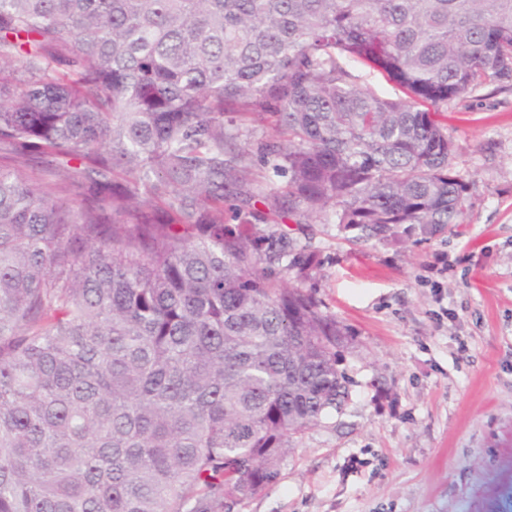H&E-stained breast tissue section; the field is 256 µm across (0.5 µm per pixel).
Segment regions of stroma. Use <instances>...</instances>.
<instances>
[{
	"instance_id": "35a3bbf8",
	"label": "stroma",
	"mask_w": 512,
	"mask_h": 512,
	"mask_svg": "<svg viewBox=\"0 0 512 512\" xmlns=\"http://www.w3.org/2000/svg\"><path fill=\"white\" fill-rule=\"evenodd\" d=\"M447 113L463 223L364 242L284 224L318 260L285 280L353 335L349 398L232 512H512V83Z\"/></svg>"
}]
</instances>
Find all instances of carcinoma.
<instances>
[{
  "mask_svg": "<svg viewBox=\"0 0 512 512\" xmlns=\"http://www.w3.org/2000/svg\"><path fill=\"white\" fill-rule=\"evenodd\" d=\"M504 81L512 0H0V512H227L277 482L348 400L347 332L271 276L314 255L256 225L463 223L442 109ZM349 69L356 76L358 84L371 88L381 96L391 99L406 97L405 90L400 85L377 71L356 62L349 63Z\"/></svg>",
  "mask_w": 512,
  "mask_h": 512,
  "instance_id": "cac0c4a2",
  "label": "carcinoma"
}]
</instances>
